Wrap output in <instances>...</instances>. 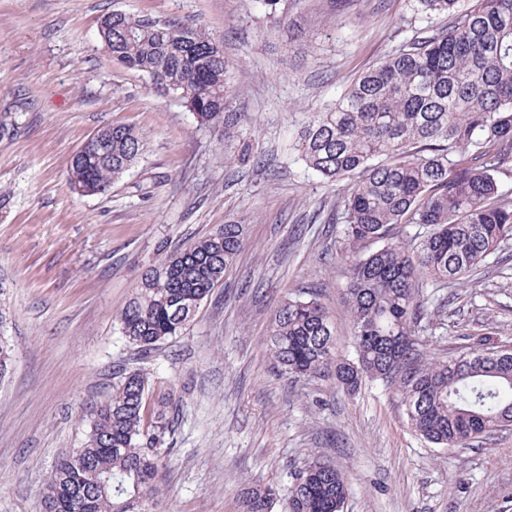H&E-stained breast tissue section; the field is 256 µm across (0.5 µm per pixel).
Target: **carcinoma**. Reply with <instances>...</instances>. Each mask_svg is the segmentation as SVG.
<instances>
[{"label": "carcinoma", "instance_id": "cac0c4a2", "mask_svg": "<svg viewBox=\"0 0 512 512\" xmlns=\"http://www.w3.org/2000/svg\"><path fill=\"white\" fill-rule=\"evenodd\" d=\"M420 14L448 26L419 33L363 71L298 136L307 167L327 182L354 178L343 200L351 247L344 304L356 360H339L328 312L313 293L287 297L269 336L273 368L301 381L324 373L355 392L378 383L408 427L440 447L512 427V348L473 335L456 356L430 358L420 339L428 314L423 283L469 276L512 240V194L500 176L512 162V0H416ZM112 59L154 90L226 134L230 110L222 46L204 29L116 11L99 28ZM147 135L125 124L100 129L76 151L68 181L79 193L109 192L144 155ZM424 229L407 240L401 225ZM246 225L230 223L165 253L140 276L117 314L122 336L147 361L186 329L235 261ZM374 251L364 248L375 242ZM148 378L124 374L91 413V433L63 455L44 483L42 512H150L178 402L147 404ZM344 474L315 453L284 490L250 488L243 512H342Z\"/></svg>", "mask_w": 512, "mask_h": 512}]
</instances>
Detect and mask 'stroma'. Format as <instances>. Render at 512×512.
I'll return each mask as SVG.
<instances>
[{"instance_id": "stroma-1", "label": "stroma", "mask_w": 512, "mask_h": 512, "mask_svg": "<svg viewBox=\"0 0 512 512\" xmlns=\"http://www.w3.org/2000/svg\"><path fill=\"white\" fill-rule=\"evenodd\" d=\"M113 11L220 42L233 136L112 60L99 25ZM286 20L312 40H283ZM443 23L413 0H0V311L15 348L0 381V512H41L54 465L86 442L92 406L135 364L115 316L142 271L230 222L246 227L235 264L140 365L150 400L170 394L180 408L157 512H242L245 487L287 486L317 451L346 475L344 512H512V430L430 445L379 386L350 394L330 376H279L268 346L281 301L313 290L337 355L353 357L350 252L334 220L344 190L306 167L297 137L364 69ZM112 124L145 131V154L108 193L79 194L68 161ZM424 294L428 354H458L476 333L512 345V241Z\"/></svg>"}]
</instances>
